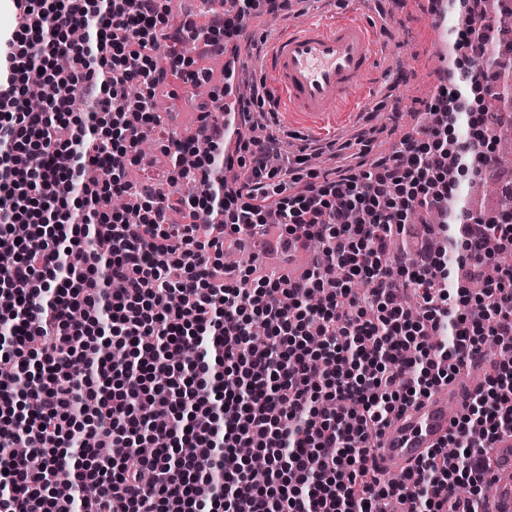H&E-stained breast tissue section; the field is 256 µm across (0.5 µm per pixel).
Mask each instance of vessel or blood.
I'll use <instances>...</instances> for the list:
<instances>
[{
	"label": "vessel or blood",
	"mask_w": 512,
	"mask_h": 512,
	"mask_svg": "<svg viewBox=\"0 0 512 512\" xmlns=\"http://www.w3.org/2000/svg\"><path fill=\"white\" fill-rule=\"evenodd\" d=\"M385 45L370 24L346 13L278 31L260 70L278 107L314 130L336 123L373 83ZM474 385L453 381L409 408L389 427L375 452L384 476L402 475L447 436L452 419L471 401ZM490 488L493 512H512V437L495 443Z\"/></svg>",
	"instance_id": "1"
}]
</instances>
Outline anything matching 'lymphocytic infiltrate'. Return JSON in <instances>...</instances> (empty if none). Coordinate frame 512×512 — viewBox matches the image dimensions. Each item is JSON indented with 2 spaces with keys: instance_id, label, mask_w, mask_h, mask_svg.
Listing matches in <instances>:
<instances>
[{
  "instance_id": "f902f5d3",
  "label": "lymphocytic infiltrate",
  "mask_w": 512,
  "mask_h": 512,
  "mask_svg": "<svg viewBox=\"0 0 512 512\" xmlns=\"http://www.w3.org/2000/svg\"><path fill=\"white\" fill-rule=\"evenodd\" d=\"M9 2L0 512H487L490 453L512 434V362L484 351L490 340L512 351V264L499 261L512 222L459 203V177L488 167L500 127L484 107L489 35L472 0H458L471 71L437 90L388 156L325 173L303 155L274 165L280 137L254 133L258 87L236 100L234 156L219 124L167 138L178 179L201 189L179 224L165 194L127 178L160 125L153 103L170 71L156 53L189 41L223 53L260 0H232L204 34L172 24L160 0ZM415 211L440 220L399 248ZM255 231L285 254L320 247L298 274L224 264L226 238ZM107 339L121 357L102 354ZM475 364L483 382L443 444L381 475L374 443L392 420ZM243 444L265 458L267 485L252 481Z\"/></svg>"
}]
</instances>
